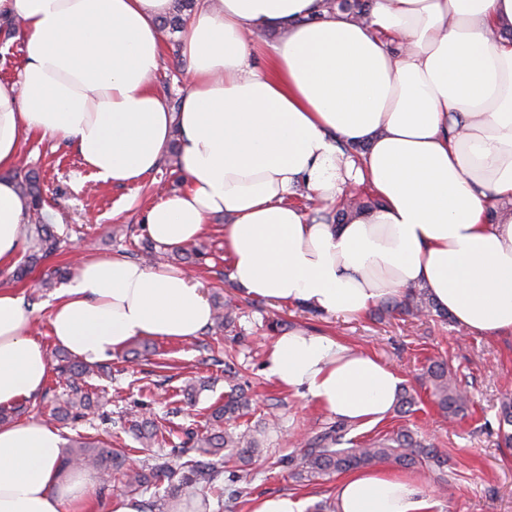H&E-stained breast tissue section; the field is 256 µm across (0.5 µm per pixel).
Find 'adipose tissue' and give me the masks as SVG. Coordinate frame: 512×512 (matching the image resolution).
I'll list each match as a JSON object with an SVG mask.
<instances>
[{
    "label": "adipose tissue",
    "mask_w": 512,
    "mask_h": 512,
    "mask_svg": "<svg viewBox=\"0 0 512 512\" xmlns=\"http://www.w3.org/2000/svg\"><path fill=\"white\" fill-rule=\"evenodd\" d=\"M173 2L0 0L28 47L19 81L0 83V263L29 221L7 175L23 135L66 139L116 186L152 172L174 138L186 183L147 211L146 232L173 249L227 216L230 278L245 295L358 317L422 288L461 327L512 333V0H371L362 20L323 0H204L184 35L189 87L175 112L152 85ZM353 185L378 203L343 224L290 202L303 187L326 206ZM211 318L187 272L115 256L80 262L49 334L93 362L137 338H193ZM33 327L22 297L0 290V406L44 387ZM266 373L360 424L386 418L401 391L375 356L305 328L273 338ZM60 457L53 427L0 425V512H89L93 473L63 471ZM336 502L437 506L387 468L351 473Z\"/></svg>",
    "instance_id": "ef3b65f1"
}]
</instances>
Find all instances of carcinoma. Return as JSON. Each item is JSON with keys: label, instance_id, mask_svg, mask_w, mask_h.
Listing matches in <instances>:
<instances>
[{"label": "carcinoma", "instance_id": "obj_1", "mask_svg": "<svg viewBox=\"0 0 512 512\" xmlns=\"http://www.w3.org/2000/svg\"><path fill=\"white\" fill-rule=\"evenodd\" d=\"M192 0H178L176 14L161 22V28L176 31L182 28L183 17L180 11L191 7ZM366 0H326V8L332 12L336 9L357 16L364 15ZM20 192L31 203V210L37 212L40 206V178L36 171L27 170L13 175ZM370 207L364 201L351 202L332 214H323V219L334 224ZM37 251L29 255L28 260L14 271L18 280L30 273L33 265L47 256L56 247V236L48 224L39 222L28 227ZM213 322L218 329L227 328L234 323L235 308L231 302L215 296L213 300ZM384 313H399L409 316L431 315L445 318L448 312L440 309L428 295L419 288L402 299H395L384 304ZM57 370L66 376L69 391L61 398L54 410V416L62 421L78 420L85 417L94 406L93 393L86 388V378L92 374L111 376V367L105 364L90 365L73 360L67 355L58 356ZM431 395L439 410L450 418L462 414L467 408L466 396L456 387L448 375V368L442 362H434L427 368ZM252 411V399L239 384L229 385L224 392V402L211 408L209 434L196 440L192 447H166V440L161 438V427L146 417L133 421L127 432L133 434L143 444L150 447L158 445L159 452L151 459L142 461L137 467L128 466V453L108 445L99 446L83 439H73L63 456V468H92L107 476L113 472L124 479L129 491L149 498L142 501L141 512H175L182 496L187 490L201 485L211 484L224 473L226 464L234 463L229 471L228 491L232 497L243 494V489L236 484L248 475L247 466L260 456L265 434L272 423L262 421L251 425L245 417ZM500 430L505 446H512V399L507 398L500 406ZM353 425L346 421L331 422L323 431L305 443V447L292 455L282 457L278 463L288 468L291 475L300 480L315 482L328 480L335 474L347 471L372 468L384 463L401 467L442 468L446 459L437 449L431 448L418 439L417 433L409 428H400L392 435L359 442L349 437ZM195 451L204 459H195L189 453Z\"/></svg>", "mask_w": 512, "mask_h": 512}]
</instances>
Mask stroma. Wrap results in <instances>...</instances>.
<instances>
[{"label":"stroma","mask_w":512,"mask_h":512,"mask_svg":"<svg viewBox=\"0 0 512 512\" xmlns=\"http://www.w3.org/2000/svg\"><path fill=\"white\" fill-rule=\"evenodd\" d=\"M183 37L178 31L163 39L153 80L154 89L173 108L188 89ZM26 59L27 45L20 29L12 22L0 21V82L16 81ZM21 158L24 167L40 175L44 199L41 215L60 235L61 243L58 251L23 281L13 280L14 264L0 265V289H12L22 297L33 313L35 336L51 353L55 346L48 334V319L64 286L59 271L76 274L86 257L136 259L147 238L146 209L181 189L184 174L163 162L137 184L108 186L94 179L65 142L36 135L23 137ZM225 222V217H213L207 232L196 241L195 247L202 253L199 263L179 260L164 247L158 248L157 261L185 270L206 295L217 294L236 304L233 326L225 330L209 326L187 340L150 338V354L137 365L126 362L125 352L113 353L109 360L112 377L104 382L102 413L128 420L156 418L159 425L171 429L175 444L189 431L204 435L209 429L206 416L211 406L223 401L228 389L224 368L216 360L232 353L241 375L251 385L255 419L274 410L282 422L250 465L243 497L225 500L223 512H253L259 499L279 493L301 499L305 512H312L317 503L335 497L337 479L302 482L278 467L276 460L294 451L304 436L323 430L331 417L312 402L281 391L266 375L267 350L274 337L268 323L282 321L287 330L308 327L377 356L417 399L413 413L393 411L383 421L356 426L355 431L377 439L407 426L447 455L443 471H415L425 492L437 501L436 512H512V448L502 445L498 431L501 402L512 397V334L488 338L451 319L419 321L406 315L381 316L373 309L359 317H334L286 303L252 299L224 281L228 272L222 232ZM430 358L445 362L451 377L469 397L464 416L455 422L444 420L432 401L429 384L421 378ZM190 384L199 388L191 402L184 395ZM100 415L91 414L75 424H57L61 440H102L128 449L136 461L151 458L152 449L143 447L133 435L114 439L111 424L103 422Z\"/></svg>","instance_id":"1"}]
</instances>
